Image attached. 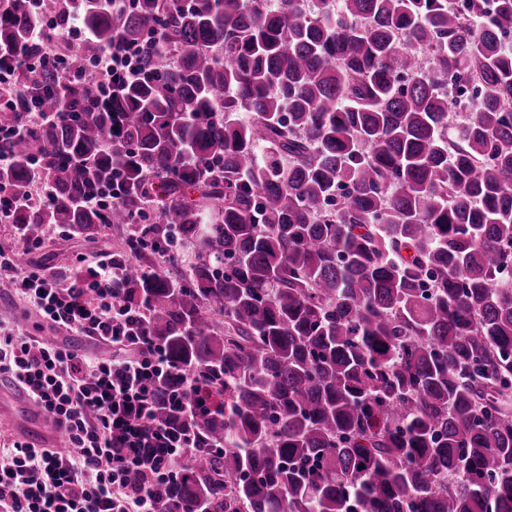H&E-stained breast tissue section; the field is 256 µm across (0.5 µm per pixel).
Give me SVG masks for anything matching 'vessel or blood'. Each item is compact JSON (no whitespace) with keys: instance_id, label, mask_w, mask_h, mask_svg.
Masks as SVG:
<instances>
[{"instance_id":"obj_1","label":"vessel or blood","mask_w":512,"mask_h":512,"mask_svg":"<svg viewBox=\"0 0 512 512\" xmlns=\"http://www.w3.org/2000/svg\"><path fill=\"white\" fill-rule=\"evenodd\" d=\"M0 411L11 416L30 444L43 448L62 447V434L50 416L20 386H0Z\"/></svg>"}]
</instances>
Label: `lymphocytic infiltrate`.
I'll return each instance as SVG.
<instances>
[{
	"mask_svg": "<svg viewBox=\"0 0 512 512\" xmlns=\"http://www.w3.org/2000/svg\"><path fill=\"white\" fill-rule=\"evenodd\" d=\"M30 2L37 38L52 40L65 26L64 48L50 49L40 63L67 72L69 55L87 41L71 9L74 0ZM160 44L154 34L140 44L114 43L91 57L80 77L100 90L141 79V47ZM122 273L114 254L106 253L92 276L64 280L19 266L0 250V276L27 306L71 334L112 345L111 356H83L0 323V378L25 387L68 442L64 448L0 442V512H162L152 486L178 477L192 454L198 405L191 381L183 379L172 391L171 425L157 424L153 388L169 365L144 327L131 325L136 311L120 293ZM132 471L138 482H129Z\"/></svg>",
	"mask_w": 512,
	"mask_h": 512,
	"instance_id": "1",
	"label": "lymphocytic infiltrate"
}]
</instances>
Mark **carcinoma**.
<instances>
[{"label": "carcinoma", "instance_id": "obj_1", "mask_svg": "<svg viewBox=\"0 0 512 512\" xmlns=\"http://www.w3.org/2000/svg\"><path fill=\"white\" fill-rule=\"evenodd\" d=\"M318 2L81 0L71 72L151 30L175 61L143 52L105 107L20 72L1 128L80 119L0 147L18 196L35 160L55 191L10 223L125 230L123 296L170 364L153 417L184 372L211 402L163 512H512V0ZM31 21L0 0L1 53H46Z\"/></svg>", "mask_w": 512, "mask_h": 512}]
</instances>
